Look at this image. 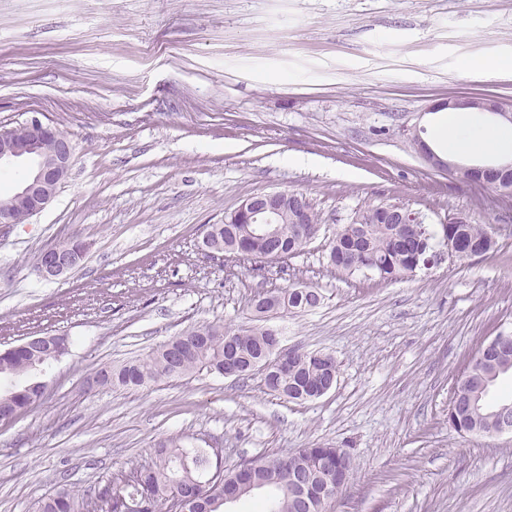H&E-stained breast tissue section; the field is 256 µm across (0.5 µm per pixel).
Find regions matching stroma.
<instances>
[{
  "mask_svg": "<svg viewBox=\"0 0 512 512\" xmlns=\"http://www.w3.org/2000/svg\"><path fill=\"white\" fill-rule=\"evenodd\" d=\"M512 0H0V126L67 133L69 178L28 223L0 227V351L68 336L42 401L0 420V512L61 486L86 489L183 436L225 466L343 448L355 468L331 512H512V434L448 422L471 356L512 333V198L429 167L455 95L512 100ZM305 194L319 231L287 263L201 249L249 196ZM399 205L433 234L462 215L494 249L391 283L328 263L359 211ZM80 240L54 278L46 249ZM309 287L310 311L277 314L282 343L332 354L333 389L300 403L260 374H188L97 389L102 366L144 357L200 324L252 326L251 301ZM63 244H67V242ZM63 244L51 247L41 254L38 262V272L43 277L55 278L68 272L82 262L83 259L76 265L79 259L84 258L88 250L85 243Z\"/></svg>",
  "mask_w": 512,
  "mask_h": 512,
  "instance_id": "35a3bbf8",
  "label": "stroma"
}]
</instances>
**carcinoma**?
<instances>
[{
	"instance_id": "1",
	"label": "carcinoma",
	"mask_w": 512,
	"mask_h": 512,
	"mask_svg": "<svg viewBox=\"0 0 512 512\" xmlns=\"http://www.w3.org/2000/svg\"><path fill=\"white\" fill-rule=\"evenodd\" d=\"M356 224H346L336 232L330 243L329 262L336 271L348 276L368 272L379 280L392 282L412 275L431 255L434 235L423 225L419 231L400 230L393 223V216L385 207L368 209L357 215ZM237 225L228 227L213 224L209 230L210 245L244 260L262 258L265 244L255 243L249 251L233 250L231 243ZM284 225L281 261L299 254L306 243L290 239ZM450 230L468 246L483 247L486 228L482 224H454ZM237 346L236 358L242 365L259 359L268 344V334L263 326L237 330L218 329L202 324L188 329L159 346L143 358L119 367H106L96 373V385L103 388L148 387L162 379L180 377L189 373L215 372L224 374V357L229 343ZM56 357L47 351L39 354L25 352L18 347L0 353V375L21 378L23 382L0 393L3 412L15 415L35 406L44 396L45 386L36 374L51 366ZM512 371V340L505 342L499 355L485 367V375L502 376ZM328 371L311 351L296 350L288 373L268 374L264 378L267 392L276 397L303 401V393L327 380ZM453 396L461 406L463 434L485 421L496 407L487 400L488 392L476 385H456ZM329 460L331 472L351 471L353 460L336 457V449L319 448L312 456L298 449L291 453H271L250 459L256 480L263 483L264 512H299L288 497V478L305 472L313 478L323 476V459ZM238 467L223 466V455L210 454L202 448H189L179 438L160 441L152 450L150 462L139 464L112 479V504L109 512H179L172 503L174 496L187 500V512H224V484L236 476ZM98 489L83 492L69 488L38 498L32 512H80L95 498Z\"/></svg>"
}]
</instances>
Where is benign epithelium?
<instances>
[{
  "mask_svg": "<svg viewBox=\"0 0 512 512\" xmlns=\"http://www.w3.org/2000/svg\"><path fill=\"white\" fill-rule=\"evenodd\" d=\"M442 109H479L497 115L512 123V104L494 97L484 96H454L436 105ZM28 136L23 140L16 139L12 130L0 128V165L19 159L32 161L33 168L19 187L10 195V210L0 211V224L7 226L17 223L12 211L23 215V221H28L41 212L55 197L67 179L73 160V145L65 132L51 124H44L34 119L26 124ZM413 142L425 162L432 168L452 174L462 182L481 183L494 188L504 198H512V186L502 183V178L512 172V161L493 165H459L452 163L436 154L422 139L420 131L412 134ZM291 198L293 201L290 215L289 235L312 237L316 230L307 223L309 200L295 192L274 191L253 195L245 199L241 205L224 219L226 224H247V236L261 242L281 238L280 224L283 223L281 200ZM88 250L84 243L73 245H58L45 250L38 262V272L45 278L58 277L73 267L83 258ZM482 254L480 250L462 249V244L455 237L443 230L438 248L433 256L424 262L429 267L445 259L474 258ZM282 301L275 294L267 295L252 303L253 317L268 318V311L280 309ZM272 340L267 348V354L254 363L251 371L265 372L275 367L284 372L288 370L287 358L291 348L281 345V337L277 332H271ZM54 342L50 350L56 353V358L63 356L67 337L52 336ZM44 337H34L27 343L36 347L44 346ZM495 428L493 435L512 433V403L501 405L493 413Z\"/></svg>",
  "mask_w": 512,
  "mask_h": 512,
  "instance_id": "7a95c632",
  "label": "benign epithelium"
}]
</instances>
